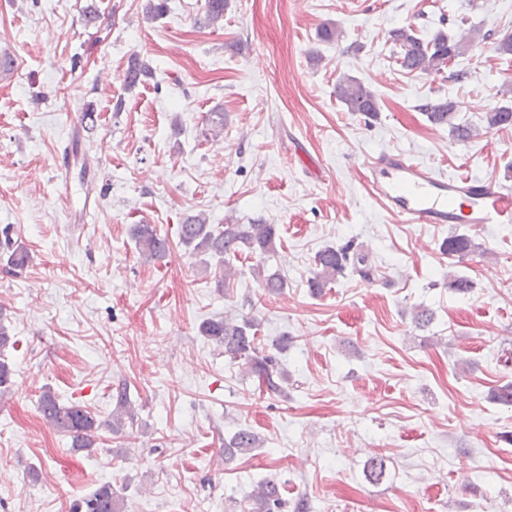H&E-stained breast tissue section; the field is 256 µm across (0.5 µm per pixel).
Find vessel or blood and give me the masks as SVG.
<instances>
[{"instance_id":"b4317fda","label":"vessel or blood","mask_w":512,"mask_h":512,"mask_svg":"<svg viewBox=\"0 0 512 512\" xmlns=\"http://www.w3.org/2000/svg\"><path fill=\"white\" fill-rule=\"evenodd\" d=\"M83 127L75 123L57 160L61 177H68L83 150ZM365 166L375 196L407 224H511L512 192L495 179L461 175L448 177L401 153L368 158Z\"/></svg>"}]
</instances>
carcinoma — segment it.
<instances>
[{
  "label": "carcinoma",
  "instance_id": "obj_1",
  "mask_svg": "<svg viewBox=\"0 0 512 512\" xmlns=\"http://www.w3.org/2000/svg\"><path fill=\"white\" fill-rule=\"evenodd\" d=\"M229 0H206L205 19L214 24L224 20V11ZM389 38L395 47V64L399 69L411 74L441 75L456 60L465 55L474 38H460L455 34L439 30L431 38L422 37L410 25L392 29ZM154 76L153 68L137 56L128 61L123 74L124 85L131 89ZM336 96L347 111L356 112L368 119L377 116L378 100L369 83L353 76H341L336 82ZM419 110L435 126H446L459 142H467L481 135V128L469 123L456 122L455 102L449 98L428 99ZM512 126V107L501 105L491 109L486 115V128ZM130 234L143 260L147 262L163 259L169 248L167 237L157 232L151 224H134ZM178 239L190 253L215 261L220 287L229 285L238 274L233 260L244 251L262 258L275 251L280 239L275 224L260 221L251 224H212L206 214L199 212L187 215L178 225ZM441 248L450 256H460L475 250V243L466 234L455 233L445 239ZM0 256L6 257L9 270L21 272L29 259L26 248L12 238L11 226L0 230ZM255 276L261 278L264 288L277 294L287 287V280L277 272H265L260 264L252 267ZM359 277L372 283L377 270L369 256L354 251L353 244L327 245L315 256V272L309 282L314 293H320L337 277L346 274ZM473 282L464 275H451L448 289L460 295L470 293ZM199 335L224 351L230 361L241 365L258 380L259 389L269 395L285 394L283 382L285 374L276 367L273 356L265 353L259 336V323L249 317L238 318L224 315L204 320L198 327ZM16 344L9 326L0 320V394L10 385L14 369L6 359L5 351ZM115 408L111 419L98 420L89 407L79 403H63L51 390L45 389L38 398V410L44 421L55 431L72 439L77 449H87L94 445L97 431L106 427L114 433L123 431L125 421H134L135 408L129 396L127 384L122 383L112 390ZM260 445V439L251 431L241 429L224 440V461ZM247 499L254 505L253 512H278L284 505L279 485L272 479L257 482ZM83 512H121L120 498L112 486L104 485L89 494L82 501Z\"/></svg>",
  "mask_w": 512,
  "mask_h": 512
}]
</instances>
